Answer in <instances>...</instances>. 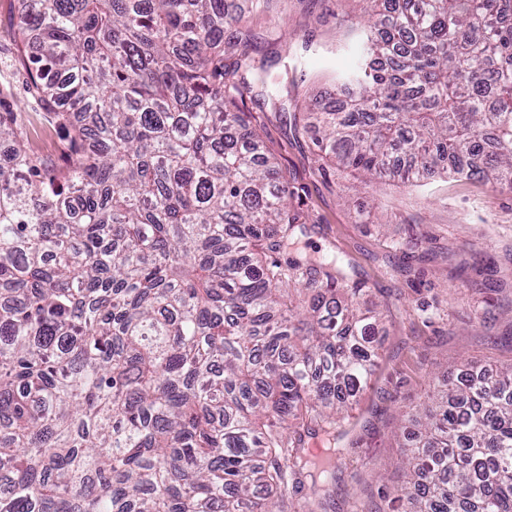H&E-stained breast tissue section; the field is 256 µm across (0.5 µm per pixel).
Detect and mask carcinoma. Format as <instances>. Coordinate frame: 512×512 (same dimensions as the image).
<instances>
[{
	"label": "carcinoma",
	"instance_id": "1",
	"mask_svg": "<svg viewBox=\"0 0 512 512\" xmlns=\"http://www.w3.org/2000/svg\"><path fill=\"white\" fill-rule=\"evenodd\" d=\"M368 2L320 157L511 191L512 0ZM18 27L73 160L0 115V512H328L382 318L342 255L298 249L311 226L238 104L253 84L284 109L243 16L27 0ZM408 418L404 512H512V365L436 379Z\"/></svg>",
	"mask_w": 512,
	"mask_h": 512
}]
</instances>
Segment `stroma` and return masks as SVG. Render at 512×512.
Here are the masks:
<instances>
[{
	"label": "stroma",
	"mask_w": 512,
	"mask_h": 512,
	"mask_svg": "<svg viewBox=\"0 0 512 512\" xmlns=\"http://www.w3.org/2000/svg\"><path fill=\"white\" fill-rule=\"evenodd\" d=\"M23 9L24 0H0V113H22L30 151L64 170L69 142L28 93L17 62ZM367 20L363 0H268L247 18V50L270 62L288 110L249 93L244 108L288 179L290 206L315 226L306 250L344 255L386 320L371 386L340 427L336 512H399L402 412L425 400L435 377L512 363V192L436 176L419 186L391 177L370 194L356 175L325 166L312 139L295 135L303 113L345 102L334 79L356 65ZM476 265L510 288L472 286Z\"/></svg>",
	"instance_id": "1"
}]
</instances>
